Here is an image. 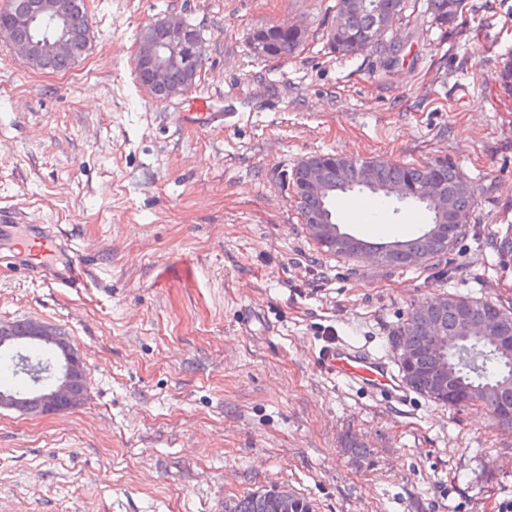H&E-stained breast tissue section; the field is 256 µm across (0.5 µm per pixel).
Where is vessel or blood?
I'll return each mask as SVG.
<instances>
[{
  "mask_svg": "<svg viewBox=\"0 0 512 512\" xmlns=\"http://www.w3.org/2000/svg\"><path fill=\"white\" fill-rule=\"evenodd\" d=\"M24 222L20 212L0 206V264L46 278L48 269L43 259L58 249V238L46 230L39 238V247L28 248L18 240L17 230ZM321 366L331 376L367 393L395 402L406 401L410 396L409 387L384 359L372 357L348 341L330 342L321 356Z\"/></svg>",
  "mask_w": 512,
  "mask_h": 512,
  "instance_id": "1",
  "label": "vessel or blood"
}]
</instances>
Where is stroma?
Returning a JSON list of instances; mask_svg holds the SVG:
<instances>
[{"label":"stroma","instance_id":"35a3bbf8","mask_svg":"<svg viewBox=\"0 0 512 512\" xmlns=\"http://www.w3.org/2000/svg\"><path fill=\"white\" fill-rule=\"evenodd\" d=\"M336 0H87L92 41L65 74L29 67L0 36V204L53 228L81 288L0 266V323L66 331L89 390L67 413L0 412V512H224L269 485L316 512H502L512 431L478 406L419 394L394 407L325 374L336 336L400 366L412 305L444 294L512 306V96L489 79L512 53V0H469V30L432 25L426 0L367 52L330 53ZM205 42L186 93L136 82L138 34L159 17ZM296 24L304 51L273 60L249 35ZM319 154L450 159L475 190L443 259L387 268L321 251L287 182ZM333 204L371 243L417 234L412 204Z\"/></svg>","mask_w":512,"mask_h":512}]
</instances>
